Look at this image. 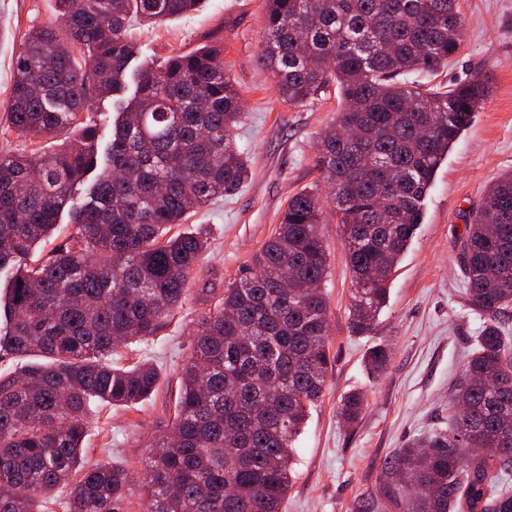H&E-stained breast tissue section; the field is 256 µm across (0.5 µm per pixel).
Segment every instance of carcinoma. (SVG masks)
Here are the masks:
<instances>
[{
    "label": "carcinoma",
    "mask_w": 512,
    "mask_h": 512,
    "mask_svg": "<svg viewBox=\"0 0 512 512\" xmlns=\"http://www.w3.org/2000/svg\"><path fill=\"white\" fill-rule=\"evenodd\" d=\"M201 0H55L57 25L32 30L15 63L8 120L22 136L78 134L47 154L0 153V512H40L69 489L68 512H118L127 471L84 467L98 404L135 406L157 367L120 366L116 349L148 340L184 300L207 250L169 231L236 193L249 167L232 135L239 94L221 50L200 47L130 70L134 24L157 25ZM459 0H265V45L281 99L294 107L336 87L340 107L319 149L326 194L288 200L253 268L224 289L182 370L171 428L140 475L149 512H281L294 441L323 395L330 325L322 224L336 216L353 274L350 327L375 329L388 281L422 223L433 176L487 96L480 80L444 89L423 75L461 47ZM135 90L122 96L127 78ZM113 97L106 163L96 164L95 104ZM69 208L74 232L46 260L35 250ZM469 302L487 316L452 391L453 424L381 466L380 497L355 512H512V172L490 186L461 240ZM387 344L365 357L385 371ZM365 406L338 407L353 424Z\"/></svg>",
    "instance_id": "cac0c4a2"
}]
</instances>
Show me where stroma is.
Here are the masks:
<instances>
[{
	"mask_svg": "<svg viewBox=\"0 0 512 512\" xmlns=\"http://www.w3.org/2000/svg\"><path fill=\"white\" fill-rule=\"evenodd\" d=\"M460 50L436 72L441 85L479 79L489 96L438 168L424 200V219L390 279L387 307L376 329H349L351 274L334 222L323 228L329 254L324 285L330 364L324 393L294 442L292 482L282 512H352L376 494L383 461L412 439L448 428V402L485 316L465 293L458 265L469 213L489 186L512 171V0H460ZM264 0H205L200 11L137 29L140 58L185 54L219 45L224 70L241 100L234 131L252 176L234 195L212 201L174 232L205 231L210 245L188 282L182 306L149 341L118 350L121 365L156 364L160 382L133 407L106 406L90 417L86 459L130 475L123 512H147L139 476L155 436L175 416L181 371L200 324L221 306L224 290L249 271L274 232L289 198L322 190L318 146L336 114V99L304 107L283 102L259 56ZM56 21L54 0H0V151L51 153L63 136L24 137L7 128L15 60L29 33ZM392 350L388 368L371 377L364 357L377 344ZM360 391L367 405L358 423L344 424L337 407Z\"/></svg>",
	"mask_w": 512,
	"mask_h": 512,
	"instance_id": "stroma-1",
	"label": "stroma"
}]
</instances>
